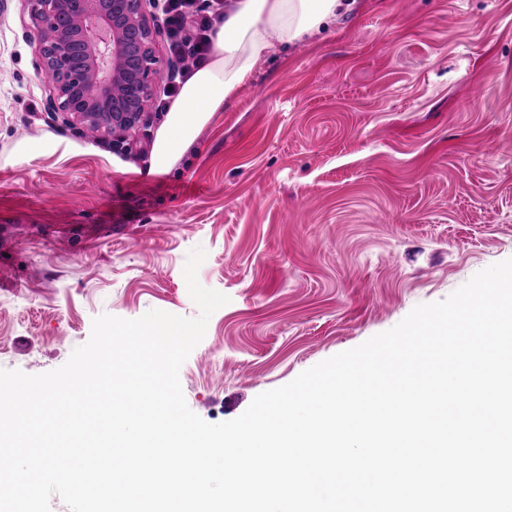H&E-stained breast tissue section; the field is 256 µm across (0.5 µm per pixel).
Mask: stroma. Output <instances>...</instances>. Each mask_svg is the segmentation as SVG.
Here are the masks:
<instances>
[{
  "label": "stroma",
  "mask_w": 512,
  "mask_h": 512,
  "mask_svg": "<svg viewBox=\"0 0 512 512\" xmlns=\"http://www.w3.org/2000/svg\"><path fill=\"white\" fill-rule=\"evenodd\" d=\"M20 0L0 13V368L63 366L109 314L195 317L210 423L512 258V0H357L270 57L174 168L165 101L126 153L48 111Z\"/></svg>",
  "instance_id": "stroma-1"
}]
</instances>
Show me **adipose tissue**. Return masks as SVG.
<instances>
[{
    "mask_svg": "<svg viewBox=\"0 0 512 512\" xmlns=\"http://www.w3.org/2000/svg\"><path fill=\"white\" fill-rule=\"evenodd\" d=\"M355 5L356 0H228L208 59L182 83L155 132L150 172L171 170L276 48L321 32Z\"/></svg>",
    "mask_w": 512,
    "mask_h": 512,
    "instance_id": "1",
    "label": "adipose tissue"
}]
</instances>
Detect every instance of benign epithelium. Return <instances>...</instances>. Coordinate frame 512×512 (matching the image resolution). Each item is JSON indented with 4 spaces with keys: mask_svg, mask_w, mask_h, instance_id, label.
Returning <instances> with one entry per match:
<instances>
[{
    "mask_svg": "<svg viewBox=\"0 0 512 512\" xmlns=\"http://www.w3.org/2000/svg\"><path fill=\"white\" fill-rule=\"evenodd\" d=\"M35 31L40 68L55 74L54 121L90 127L130 148L149 124V102L164 59L152 0H22Z\"/></svg>",
    "mask_w": 512,
    "mask_h": 512,
    "instance_id": "benign-epithelium-1",
    "label": "benign epithelium"
}]
</instances>
